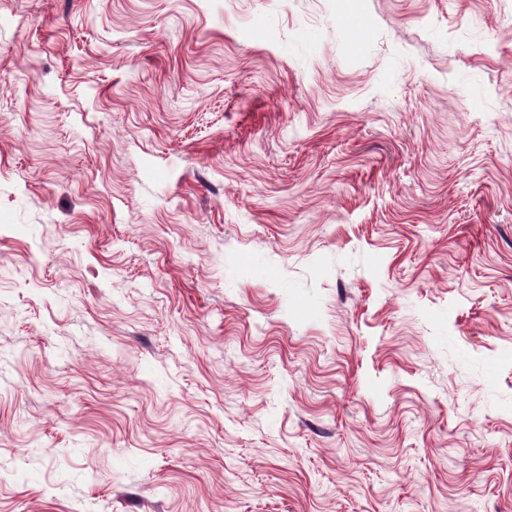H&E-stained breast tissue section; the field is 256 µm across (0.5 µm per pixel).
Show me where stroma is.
Segmentation results:
<instances>
[{
  "instance_id": "obj_1",
  "label": "stroma",
  "mask_w": 512,
  "mask_h": 512,
  "mask_svg": "<svg viewBox=\"0 0 512 512\" xmlns=\"http://www.w3.org/2000/svg\"><path fill=\"white\" fill-rule=\"evenodd\" d=\"M0 512H512V0H0Z\"/></svg>"
}]
</instances>
